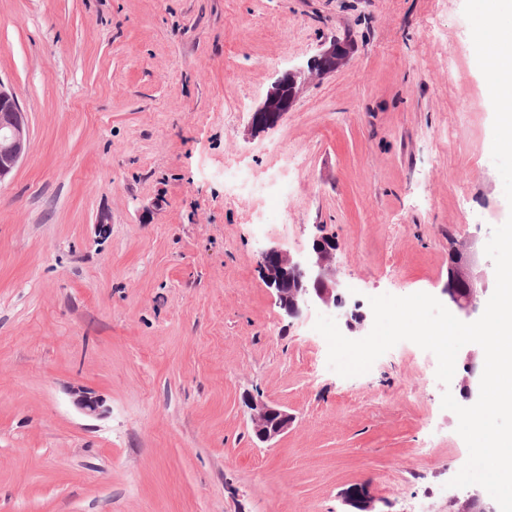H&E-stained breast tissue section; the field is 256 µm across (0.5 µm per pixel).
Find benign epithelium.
<instances>
[{
  "label": "benign epithelium",
  "mask_w": 512,
  "mask_h": 512,
  "mask_svg": "<svg viewBox=\"0 0 512 512\" xmlns=\"http://www.w3.org/2000/svg\"><path fill=\"white\" fill-rule=\"evenodd\" d=\"M352 54L346 41H333L323 49L307 67L291 70L280 79L267 95L263 106L255 115V123L273 127L282 116L291 111L299 90L310 81L330 73L343 65ZM28 114L19 104L14 91L0 80V183L30 152ZM336 241L327 236L313 239L309 254L295 257L285 249L270 246L260 253L268 283L274 287L279 304L285 313L296 318L313 306L340 308L345 305L340 282L336 279ZM495 274L482 264L477 239L459 241L452 247L448 264V303L465 318L478 312L480 298L494 282ZM480 350L470 349L465 355V376L462 386L467 397H472L480 377ZM76 406L87 415L104 413L103 402L90 392H80ZM254 437L268 443L288 431L294 422L292 414L281 406L259 397L246 402ZM348 505L355 512H369L370 498L361 486L347 494ZM454 512H496L476 492L452 501Z\"/></svg>",
  "instance_id": "obj_1"
}]
</instances>
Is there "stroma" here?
<instances>
[{
    "mask_svg": "<svg viewBox=\"0 0 512 512\" xmlns=\"http://www.w3.org/2000/svg\"><path fill=\"white\" fill-rule=\"evenodd\" d=\"M464 0H0V81L32 148L0 183V512H450L456 367L403 341L328 366L262 248L338 243L347 338L370 297L447 302L452 242L512 216ZM349 61L253 124L332 40ZM284 166L287 231L224 197V158ZM108 214L110 228L96 221ZM103 398L94 418L74 389ZM293 414L258 442L245 395Z\"/></svg>",
    "mask_w": 512,
    "mask_h": 512,
    "instance_id": "stroma-1",
    "label": "stroma"
}]
</instances>
